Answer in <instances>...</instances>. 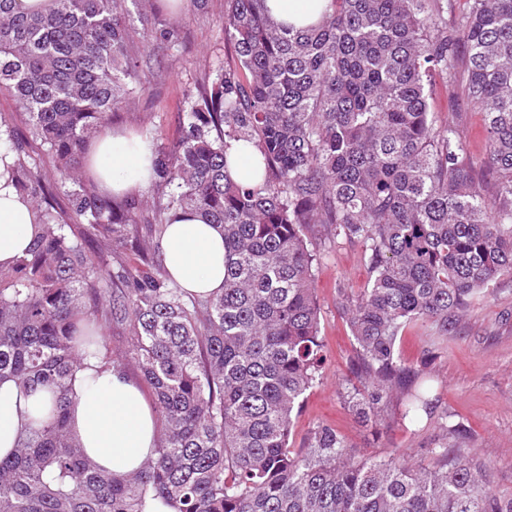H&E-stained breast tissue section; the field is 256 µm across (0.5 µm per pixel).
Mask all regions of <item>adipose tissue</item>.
I'll return each mask as SVG.
<instances>
[{"mask_svg":"<svg viewBox=\"0 0 512 512\" xmlns=\"http://www.w3.org/2000/svg\"><path fill=\"white\" fill-rule=\"evenodd\" d=\"M271 17L280 23L307 26L317 23L329 0H266ZM12 155L0 148V270L31 245L37 216L12 180ZM153 152L149 140L131 133H107L94 144L87 167L109 194L136 193L152 177ZM165 266L178 286L197 295H215L224 286V237L195 214L170 224L163 238ZM75 399L68 426L100 468L112 473L137 470L152 454L156 419L140 384L122 370L101 369L89 362L75 375ZM45 392L23 394L14 380L0 379V459L9 457L29 424L34 404Z\"/></svg>","mask_w":512,"mask_h":512,"instance_id":"ef3b65f1","label":"adipose tissue"}]
</instances>
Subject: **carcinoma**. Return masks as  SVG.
<instances>
[{"label": "carcinoma", "instance_id": "cac0c4a2", "mask_svg": "<svg viewBox=\"0 0 512 512\" xmlns=\"http://www.w3.org/2000/svg\"><path fill=\"white\" fill-rule=\"evenodd\" d=\"M142 2L52 0L25 13L0 0V91L42 149L29 154L0 116L14 185L38 217L27 256L0 271V378L48 394L0 460V512H512L490 465L446 446L432 467L358 459L327 425L288 446L321 376L308 233L363 246L370 281L342 309L364 380L347 403L364 420L394 400L404 419L430 412L398 336L425 321L427 354L439 356L474 299L512 275V0H473L451 30L448 0H330L307 27L274 21L265 0H227L234 65L186 94L181 135L154 146L152 167L148 237L189 210L224 236V288L204 299L143 246L146 200L104 196L80 171L95 134L151 90L130 53L127 4ZM152 36L165 48L179 39L164 24ZM462 52L485 117V183L428 106L431 76L455 81ZM252 150L260 182L244 187L230 171ZM128 247L147 268L117 254ZM114 323L129 336L116 358ZM88 359L132 360L152 391L159 437L135 473H103L69 433Z\"/></svg>", "mask_w": 512, "mask_h": 512}]
</instances>
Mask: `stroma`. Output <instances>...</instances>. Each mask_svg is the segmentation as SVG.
Listing matches in <instances>:
<instances>
[{"label":"stroma","instance_id":"stroma-1","mask_svg":"<svg viewBox=\"0 0 512 512\" xmlns=\"http://www.w3.org/2000/svg\"><path fill=\"white\" fill-rule=\"evenodd\" d=\"M225 0H184L179 10L163 0H143L134 26L133 45L152 69L149 95L132 101L108 131L132 132L170 144L180 135L178 103L195 91L205 76L231 65L234 49L224 33ZM180 30L179 46L166 50L147 45L144 35L154 22ZM430 110L437 125L457 128L468 144L477 175H484V114L466 97L461 85L448 84L439 74L431 80ZM309 247L319 254L314 288L320 307L323 368L319 383L304 397L293 417L291 448L305 447L316 425L336 427L359 456L389 458L400 454L410 465H433V450L445 443L471 459L491 465L492 489L512 496V276H503L490 293L474 300L439 358L425 363L423 351L431 336L429 325L405 330L398 341L403 360L423 369L437 396L428 416L413 423L396 405L387 406L378 420L365 422L347 406L345 396L359 384L358 347L342 310L344 295L367 288L370 273L359 243L329 244L310 236ZM461 426L462 435L438 428L442 415Z\"/></svg>","mask_w":512,"mask_h":512}]
</instances>
